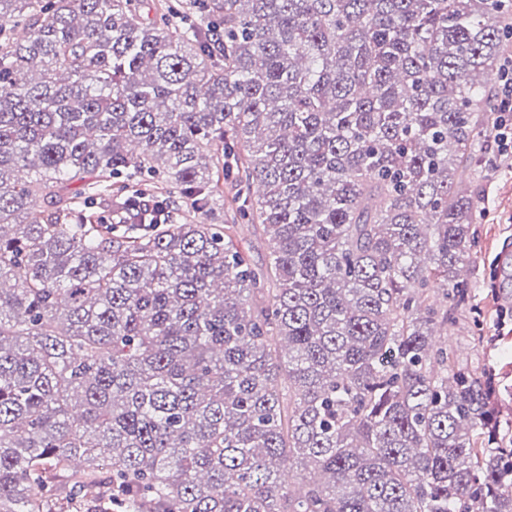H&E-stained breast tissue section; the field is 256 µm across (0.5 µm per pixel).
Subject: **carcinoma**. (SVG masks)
Here are the masks:
<instances>
[{
  "instance_id": "1",
  "label": "carcinoma",
  "mask_w": 512,
  "mask_h": 512,
  "mask_svg": "<svg viewBox=\"0 0 512 512\" xmlns=\"http://www.w3.org/2000/svg\"><path fill=\"white\" fill-rule=\"evenodd\" d=\"M137 2L0 0V512L59 478L77 512H512L493 390L433 340L512 0ZM224 183V186H223ZM221 190L224 191V234L226 241L229 239L240 251L248 255L256 266H264L272 251V242L263 232L260 224H250L236 211L237 203L233 201L236 188L220 175Z\"/></svg>"
}]
</instances>
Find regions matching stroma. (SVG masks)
I'll list each match as a JSON object with an SVG mask.
<instances>
[{
  "label": "stroma",
  "instance_id": "1",
  "mask_svg": "<svg viewBox=\"0 0 512 512\" xmlns=\"http://www.w3.org/2000/svg\"><path fill=\"white\" fill-rule=\"evenodd\" d=\"M473 175L480 203L467 278L471 307L459 313L448 339L460 362L476 375L491 376L501 401V434L512 445V288L490 287L496 267L512 255V154L499 153L493 140H486L473 162ZM223 191L226 239L253 264L265 265L272 251L269 236L238 212L233 185L224 184Z\"/></svg>",
  "mask_w": 512,
  "mask_h": 512
}]
</instances>
